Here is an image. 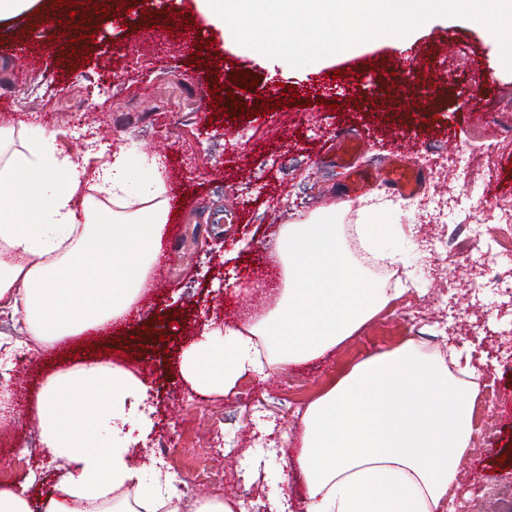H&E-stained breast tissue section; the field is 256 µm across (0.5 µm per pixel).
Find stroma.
<instances>
[{"instance_id":"stroma-1","label":"stroma","mask_w":512,"mask_h":512,"mask_svg":"<svg viewBox=\"0 0 512 512\" xmlns=\"http://www.w3.org/2000/svg\"><path fill=\"white\" fill-rule=\"evenodd\" d=\"M192 2L162 0L150 14L133 8L119 27L113 13H100L97 26L81 29L94 36L97 50L79 66L60 62L71 43L57 38L51 0L0 20V93L18 105L17 111L0 112V127L25 123L45 130L57 152L73 158L85 155L95 136L108 140L112 150L150 158L156 144H167L161 172L168 197L177 203L170 221L179 227L177 235L163 238L151 275L156 285L140 301L148 311L142 327L120 321L106 334L66 337L29 353L12 388L17 417L0 432V489L27 482L32 500L54 494L60 473L38 442L31 414L35 396L50 374L108 348L118 365L150 368L152 437L165 441L171 469L189 476L202 470L210 429L224 434L229 470L241 468V438L255 439L262 443L251 453L260 481L226 485V494L253 489L260 512H278L286 496L293 512H300L302 480L286 482L264 444L284 442L296 449L300 412L356 365L416 340L458 342L456 331L440 319L465 312L475 323L472 365L490 370L494 408L486 433L473 438L442 512H500L496 490H512V342L498 332L512 324V300L489 291L474 299L465 289L471 268L438 264L420 231L424 224L497 221L495 214L469 210L460 196L468 184L465 173L447 178L437 172L436 154L451 147L461 150L480 140L494 145L492 154L474 157L472 167L478 173L492 169L497 201L512 204V71L502 64L498 41L465 19L438 18L405 40L378 37L294 69L280 59L258 63L225 42L220 29L197 18ZM168 21L184 28L162 46L154 29ZM21 46L29 52L22 67L12 58ZM395 57L415 63L422 90L415 106L390 90L385 68ZM210 58L213 69L200 67V60ZM446 69L453 78L443 84L439 76ZM116 72L123 80L115 87L109 76ZM249 77L277 96L291 86L300 99L259 114V87H246ZM216 85L229 92L219 108L211 96ZM465 91L479 94L499 123L497 134L484 133L468 119L460 99ZM339 131L369 135L371 145L358 167L400 153L420 173L422 186L446 188L453 203L424 210L417 200L379 184L346 196L345 170L318 150ZM331 202L337 224L382 225L375 249L398 253L406 262L399 297L334 351L275 366L262 381L245 375L256 405L190 388L180 377L183 350L210 319L236 326L241 317L267 313L282 288L275 251L281 225L322 212ZM368 205L375 206L374 215L365 214ZM420 312L432 314L433 323L416 322Z\"/></svg>"}]
</instances>
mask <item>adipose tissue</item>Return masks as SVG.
Here are the masks:
<instances>
[{
	"label": "adipose tissue",
	"mask_w": 512,
	"mask_h": 512,
	"mask_svg": "<svg viewBox=\"0 0 512 512\" xmlns=\"http://www.w3.org/2000/svg\"><path fill=\"white\" fill-rule=\"evenodd\" d=\"M12 137L0 128V317L23 314L40 347L107 331L146 291L162 248L160 165L104 147L92 169L58 158L42 135L6 150ZM276 253L274 308L237 328L204 324L182 355L192 388L226 394L246 373L322 357L392 300L337 232L335 207L283 225ZM470 358L466 345L446 361L411 347L378 354L312 402L296 453L280 459L304 478L303 512H441L470 446ZM148 392L103 356L47 377L33 413L62 473L44 512H232L147 483L132 458L154 426Z\"/></svg>",
	"instance_id": "adipose-tissue-1"
}]
</instances>
